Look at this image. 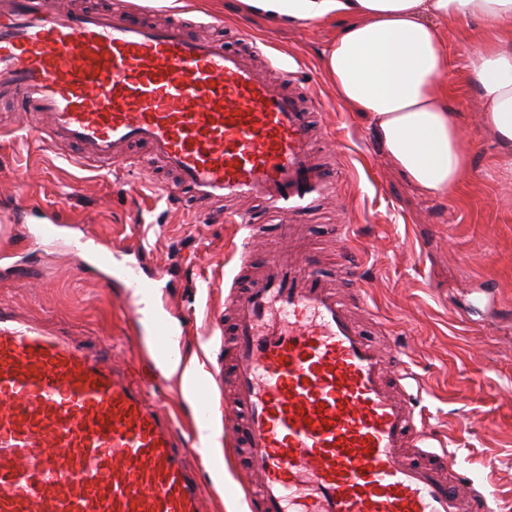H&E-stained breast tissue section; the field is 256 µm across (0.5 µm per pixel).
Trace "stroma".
<instances>
[{
    "mask_svg": "<svg viewBox=\"0 0 512 512\" xmlns=\"http://www.w3.org/2000/svg\"><path fill=\"white\" fill-rule=\"evenodd\" d=\"M237 0H188L191 32L209 34L223 20L226 45L239 48L236 30L263 43L275 62L273 76H290L312 92L310 110L332 132L322 154L340 152L336 192L294 219L317 269L332 278L349 246L359 249V277L370 287L369 339L397 337L409 355L415 403L439 449L475 484L486 485L503 512H512V185L496 175L499 146L483 127L481 98L467 67L480 47L483 26L462 19L442 29L471 167L448 197L419 192L381 152L365 115L342 105L321 55L339 25L317 22L281 28L240 19ZM44 122L18 105L0 102V214L19 195L38 203L29 223L0 221V301L18 316L78 341H91L106 360L134 347L148 358V328L121 310L123 290L108 283L91 255L76 256L74 240L109 247L137 237L153 255L159 301L191 331L180 339L182 362L197 376L224 361L221 282L238 272L235 243L260 251L281 247L282 220L267 205L246 204L250 224L237 228L196 222L188 195L158 197L145 176L69 164L44 143ZM53 223L42 240L36 227ZM208 447L189 443L186 460L198 467L206 512H251L252 476L235 447L233 428L215 418Z\"/></svg>",
    "mask_w": 512,
    "mask_h": 512,
    "instance_id": "35a3bbf8",
    "label": "stroma"
}]
</instances>
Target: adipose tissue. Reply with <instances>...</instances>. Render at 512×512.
<instances>
[{
  "label": "adipose tissue",
  "mask_w": 512,
  "mask_h": 512,
  "mask_svg": "<svg viewBox=\"0 0 512 512\" xmlns=\"http://www.w3.org/2000/svg\"><path fill=\"white\" fill-rule=\"evenodd\" d=\"M238 11L288 26L343 18L322 55L337 99L365 113L384 153L422 193L445 197L469 170L451 107L441 24L461 18L490 34L468 59L482 123L497 139V172L512 182V0H238Z\"/></svg>",
  "instance_id": "adipose-tissue-1"
}]
</instances>
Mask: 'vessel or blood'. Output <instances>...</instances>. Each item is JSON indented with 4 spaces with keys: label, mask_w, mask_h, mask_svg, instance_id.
<instances>
[{
    "label": "vessel or blood",
    "mask_w": 512,
    "mask_h": 512,
    "mask_svg": "<svg viewBox=\"0 0 512 512\" xmlns=\"http://www.w3.org/2000/svg\"><path fill=\"white\" fill-rule=\"evenodd\" d=\"M246 51L194 38L183 17L139 21L132 5L64 10L0 0V94L16 97L72 164L140 167L139 145L203 201L249 198L281 213L334 192L316 162L304 92L271 81ZM124 308L151 326L146 375L16 316L0 302V512H202L187 439L155 397L177 353L156 281L97 252ZM228 337L236 444L260 482L258 512H495L462 485L418 427L410 368L388 369L352 319L366 284L339 296L300 256L278 251L236 283Z\"/></svg>",
    "instance_id": "b4317fda"
}]
</instances>
